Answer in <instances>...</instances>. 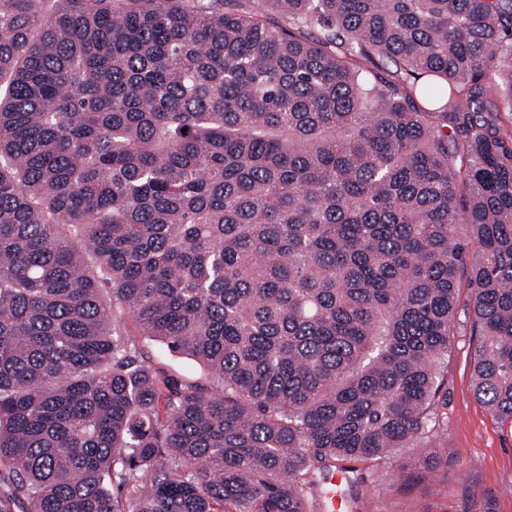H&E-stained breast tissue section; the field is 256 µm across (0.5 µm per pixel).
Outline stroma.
<instances>
[{
  "mask_svg": "<svg viewBox=\"0 0 512 512\" xmlns=\"http://www.w3.org/2000/svg\"><path fill=\"white\" fill-rule=\"evenodd\" d=\"M477 343L466 306H458L448 349V427L438 442L446 463L405 482L388 475L383 490L365 491L340 512H512V427L496 421L474 397L472 354Z\"/></svg>",
  "mask_w": 512,
  "mask_h": 512,
  "instance_id": "obj_1",
  "label": "stroma"
}]
</instances>
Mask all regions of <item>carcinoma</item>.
I'll return each mask as SVG.
<instances>
[{
	"mask_svg": "<svg viewBox=\"0 0 512 512\" xmlns=\"http://www.w3.org/2000/svg\"><path fill=\"white\" fill-rule=\"evenodd\" d=\"M2 80L0 512L418 480L463 288L512 423V0H0Z\"/></svg>",
	"mask_w": 512,
	"mask_h": 512,
	"instance_id": "carcinoma-1",
	"label": "carcinoma"
}]
</instances>
